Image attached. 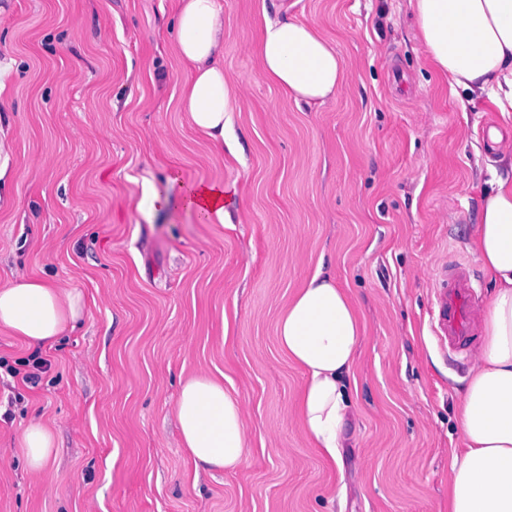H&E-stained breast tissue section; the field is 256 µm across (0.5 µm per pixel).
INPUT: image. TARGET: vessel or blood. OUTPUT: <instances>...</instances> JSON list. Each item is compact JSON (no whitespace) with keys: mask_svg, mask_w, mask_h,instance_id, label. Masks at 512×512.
Here are the masks:
<instances>
[{"mask_svg":"<svg viewBox=\"0 0 512 512\" xmlns=\"http://www.w3.org/2000/svg\"><path fill=\"white\" fill-rule=\"evenodd\" d=\"M473 288L466 271L455 264L443 266L436 278L434 326L438 336L456 347L472 333Z\"/></svg>","mask_w":512,"mask_h":512,"instance_id":"obj_1","label":"vessel or blood"}]
</instances>
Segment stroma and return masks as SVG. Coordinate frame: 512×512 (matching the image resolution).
Returning a JSON list of instances; mask_svg holds the SVG:
<instances>
[{
    "mask_svg": "<svg viewBox=\"0 0 512 512\" xmlns=\"http://www.w3.org/2000/svg\"><path fill=\"white\" fill-rule=\"evenodd\" d=\"M224 75L237 105L215 146L181 106L174 0H0V286L21 275L79 289L53 346L0 332V357L40 352L38 387L0 420V512H448L457 391L483 331L457 350L432 327L444 264L490 283L470 247L503 127L453 95L420 47L408 0H222ZM313 24L342 57L335 98L309 105L263 73L265 18ZM236 188L206 224L147 194ZM350 294L364 337L348 375L342 465L297 423L302 370L276 343L281 311L315 274ZM237 391L247 455L196 469L174 413L189 375ZM33 419L56 456L30 472Z\"/></svg>",
    "mask_w": 512,
    "mask_h": 512,
    "instance_id": "obj_1",
    "label": "stroma"
}]
</instances>
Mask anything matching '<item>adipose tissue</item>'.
I'll return each mask as SVG.
<instances>
[{"label": "adipose tissue", "instance_id": "adipose-tissue-1", "mask_svg": "<svg viewBox=\"0 0 512 512\" xmlns=\"http://www.w3.org/2000/svg\"><path fill=\"white\" fill-rule=\"evenodd\" d=\"M419 42L451 91L490 98L512 122V0H409ZM175 43L188 72L181 105L193 126L220 143L233 101L224 68L219 0H178ZM258 52L265 75L285 94L308 103L333 97L346 79L343 60L313 24L264 20ZM204 223L227 217L223 182L183 184L178 197ZM472 248L493 285L484 339L463 380L457 427L464 446L448 473V512H512V179L492 183L483 199ZM85 306L81 292L19 276L0 287V330L45 346L72 329ZM363 340L359 315L334 278L315 274L277 322V342L302 370L295 397L299 423L319 454L336 460L348 418L345 376ZM175 414L183 448L199 466L236 472L246 458L245 419L223 381L192 376ZM19 448L28 467L43 470L55 441L43 422H30Z\"/></svg>", "mask_w": 512, "mask_h": 512}]
</instances>
